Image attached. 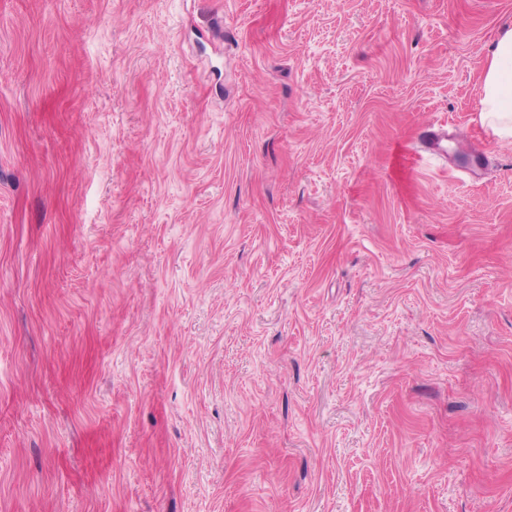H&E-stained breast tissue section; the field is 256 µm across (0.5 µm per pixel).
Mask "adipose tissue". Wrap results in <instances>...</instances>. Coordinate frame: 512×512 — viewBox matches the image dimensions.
Returning a JSON list of instances; mask_svg holds the SVG:
<instances>
[{"mask_svg": "<svg viewBox=\"0 0 512 512\" xmlns=\"http://www.w3.org/2000/svg\"><path fill=\"white\" fill-rule=\"evenodd\" d=\"M481 81L483 124L512 142V27L503 29L489 47Z\"/></svg>", "mask_w": 512, "mask_h": 512, "instance_id": "adipose-tissue-1", "label": "adipose tissue"}]
</instances>
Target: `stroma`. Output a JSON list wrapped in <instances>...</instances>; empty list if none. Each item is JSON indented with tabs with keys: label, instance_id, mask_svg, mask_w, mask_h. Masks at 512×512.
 I'll return each mask as SVG.
<instances>
[{
	"label": "stroma",
	"instance_id": "obj_1",
	"mask_svg": "<svg viewBox=\"0 0 512 512\" xmlns=\"http://www.w3.org/2000/svg\"><path fill=\"white\" fill-rule=\"evenodd\" d=\"M506 25L0 0V512H512ZM481 81L483 124L512 142V27L503 29L489 47Z\"/></svg>",
	"mask_w": 512,
	"mask_h": 512
}]
</instances>
